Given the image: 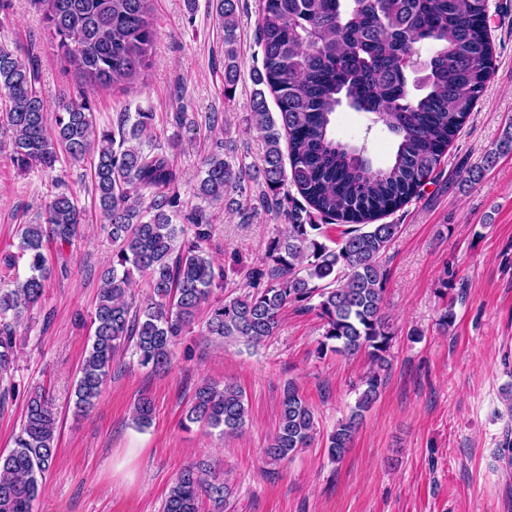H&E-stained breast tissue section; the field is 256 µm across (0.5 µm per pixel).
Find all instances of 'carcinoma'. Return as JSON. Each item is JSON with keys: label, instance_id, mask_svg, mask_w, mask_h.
<instances>
[{"label": "carcinoma", "instance_id": "cac0c4a2", "mask_svg": "<svg viewBox=\"0 0 512 512\" xmlns=\"http://www.w3.org/2000/svg\"><path fill=\"white\" fill-rule=\"evenodd\" d=\"M42 2L58 56L85 81L120 84L147 66L154 40L150 0ZM213 2L224 25L229 93L239 78V0ZM260 2L256 43L262 66L252 73L257 89L251 119L263 133L264 163L252 172L217 144L204 161L197 192L202 204L184 210L170 156L143 149L153 113L121 112L112 125L99 127L85 97L64 96L50 107L40 92L39 69L2 42L0 135L9 137L8 159L19 171L52 169L61 153L90 161L95 203L109 226L112 265L100 275L94 332L73 387L76 414L98 402L119 352L131 347L141 366L168 367L204 305L201 335L219 344L256 345L276 333L285 308L315 310L323 329L318 354L364 352L372 363L354 407L327 435V455L338 462L380 395L396 333L384 309L388 273L382 256L399 225L378 220L419 195L479 99L494 56L488 0ZM423 42L433 49L423 62L424 78L411 90L407 71ZM268 92L276 113L268 109ZM344 104L397 137L387 167H374L365 147L336 140V112ZM290 185L306 205L285 207ZM224 200L245 220L261 208L286 221L235 295L224 294V271L206 251L213 233L206 206ZM316 215L350 224L335 246L323 241ZM86 223L77 200L58 193L42 220L21 225L17 252L0 260L7 271L21 262L27 269L15 288L0 290L1 380L15 363L16 324L43 298L55 257L75 245ZM135 270L149 276L152 294L143 302L131 294ZM153 411L152 400L140 398L135 425L150 426ZM247 418L245 393L233 383H202L184 415L220 436L237 432ZM316 434L313 409L290 385L264 455L278 464L309 447ZM56 440L52 404L33 391L14 447L0 455V512H33ZM229 495L230 487L209 465H190L174 479L162 512H201L206 501L213 512H224Z\"/></svg>", "mask_w": 512, "mask_h": 512}]
</instances>
